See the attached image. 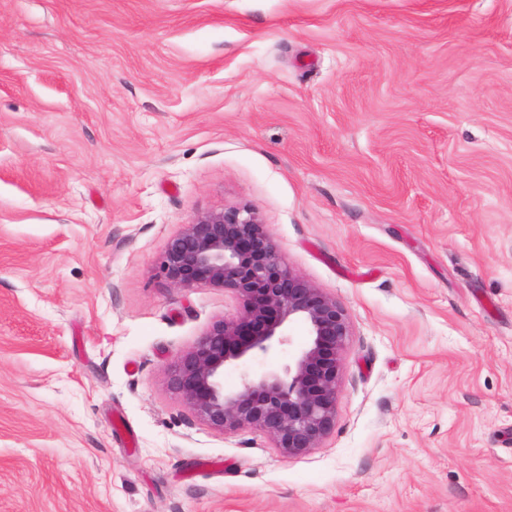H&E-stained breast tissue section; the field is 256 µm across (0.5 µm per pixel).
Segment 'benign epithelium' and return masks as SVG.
Masks as SVG:
<instances>
[{
  "instance_id": "obj_1",
  "label": "benign epithelium",
  "mask_w": 512,
  "mask_h": 512,
  "mask_svg": "<svg viewBox=\"0 0 512 512\" xmlns=\"http://www.w3.org/2000/svg\"><path fill=\"white\" fill-rule=\"evenodd\" d=\"M160 272L176 288L231 292L238 310L214 322L178 353L166 387L210 430L264 434L285 457L319 447L330 433L351 329L344 306L286 263L256 209L198 212L170 237ZM301 325L307 340L281 370L224 388V371L289 345Z\"/></svg>"
}]
</instances>
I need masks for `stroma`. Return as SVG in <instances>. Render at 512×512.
I'll return each mask as SVG.
<instances>
[{
  "label": "stroma",
  "mask_w": 512,
  "mask_h": 512,
  "mask_svg": "<svg viewBox=\"0 0 512 512\" xmlns=\"http://www.w3.org/2000/svg\"><path fill=\"white\" fill-rule=\"evenodd\" d=\"M239 204L351 325L298 457L165 384ZM510 430L512 0H0V512H512Z\"/></svg>",
  "instance_id": "stroma-1"
}]
</instances>
